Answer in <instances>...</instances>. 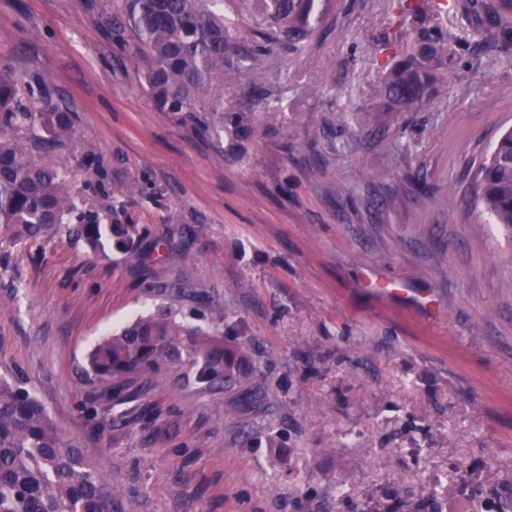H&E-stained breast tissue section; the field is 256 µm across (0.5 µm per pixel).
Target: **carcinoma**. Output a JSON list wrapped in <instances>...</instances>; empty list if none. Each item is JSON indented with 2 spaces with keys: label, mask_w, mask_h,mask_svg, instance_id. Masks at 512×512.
<instances>
[{
  "label": "carcinoma",
  "mask_w": 512,
  "mask_h": 512,
  "mask_svg": "<svg viewBox=\"0 0 512 512\" xmlns=\"http://www.w3.org/2000/svg\"><path fill=\"white\" fill-rule=\"evenodd\" d=\"M473 6L496 32L512 38V0H484ZM458 0H389L397 25L422 23L410 43L387 39L379 67L387 95L400 104L423 101L448 57V32L425 25L427 14L449 12ZM104 19L112 42L136 39L145 64L143 79L161 112L181 120L208 110L219 114L217 133L252 129L254 113L205 109L218 98L224 71L250 73L273 47L299 50L313 39L316 24L333 9L329 0H111ZM24 78L0 73V234L16 245H33L62 231L92 253L106 247L139 252L136 224H115L85 209L69 172L52 152L69 142L68 115L46 102L36 111L22 94ZM477 204L512 235V130L498 140L478 171ZM163 271L142 256L149 291L179 288L164 280L179 253L157 239ZM198 367L202 382L221 381L224 391L248 387L256 367L243 345H229L171 306L141 316L98 342L87 357V376L101 384V396L116 408L136 401L165 376ZM0 512H112V495L82 450L58 430L45 406L15 378L0 376Z\"/></svg>",
  "instance_id": "obj_1"
}]
</instances>
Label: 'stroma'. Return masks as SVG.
<instances>
[{
	"label": "stroma",
	"instance_id": "stroma-1",
	"mask_svg": "<svg viewBox=\"0 0 512 512\" xmlns=\"http://www.w3.org/2000/svg\"><path fill=\"white\" fill-rule=\"evenodd\" d=\"M0 0V69L39 75L29 101L69 113L54 160L88 208H116L180 250L185 289L149 297L139 259L60 235L0 244V375L33 390L114 492L112 512H387L393 491L436 512H512V238L474 205L512 129V46L458 8L422 103L393 107L373 54L387 0H339L305 50L224 76L253 100L238 140L159 112L105 0ZM387 178L364 176L367 166ZM347 192L337 195V183ZM126 196L113 201V186ZM197 310L250 346L243 396L185 368L97 428L85 357L157 305ZM232 317H225V310ZM274 426L284 445L258 433Z\"/></svg>",
	"mask_w": 512,
	"mask_h": 512
}]
</instances>
